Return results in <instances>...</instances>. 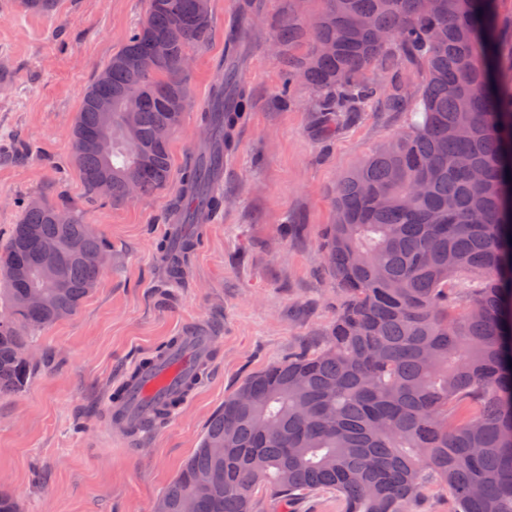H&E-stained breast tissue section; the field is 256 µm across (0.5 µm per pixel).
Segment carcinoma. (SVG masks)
<instances>
[{"label": "carcinoma", "instance_id": "1", "mask_svg": "<svg viewBox=\"0 0 512 512\" xmlns=\"http://www.w3.org/2000/svg\"><path fill=\"white\" fill-rule=\"evenodd\" d=\"M314 19L290 17L275 36L283 51L312 31L308 52L288 58L310 86L322 129L386 94L392 52L425 71L409 129L348 171L334 191L322 248L345 293L325 344L246 379L208 423L199 448L155 503L183 512L194 480L224 471V484L194 512H258L256 494L293 505L331 490L344 512H414L423 490H448L453 512H512V27L496 0H323ZM254 18L242 10L230 33L224 78L200 114L206 138L183 167L170 213L194 231L163 238L169 282L182 283L201 226L224 207V152L250 111L236 59ZM211 20L196 0H149L146 20L85 91L72 140L101 122L94 100L112 97V194L128 199L170 179L169 144L190 103L183 56L204 45ZM332 44L327 53L322 45ZM157 59L136 72L131 54ZM131 107L133 111L125 113ZM87 189L103 172L92 151L74 152ZM63 212L67 221L54 215ZM77 242L60 256L66 288L44 308L23 299L42 261L39 243ZM105 241L69 207L26 204L0 249V394L25 388L33 365L18 351L77 313L99 278Z\"/></svg>", "mask_w": 512, "mask_h": 512}]
</instances>
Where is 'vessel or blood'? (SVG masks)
<instances>
[{
	"mask_svg": "<svg viewBox=\"0 0 512 512\" xmlns=\"http://www.w3.org/2000/svg\"><path fill=\"white\" fill-rule=\"evenodd\" d=\"M214 342L205 330L188 328L166 358L148 366H135L120 380L117 399L108 403L111 413L123 414L135 424L162 402L188 401L201 385L195 373L197 365L213 361Z\"/></svg>",
	"mask_w": 512,
	"mask_h": 512,
	"instance_id": "obj_1",
	"label": "vessel or blood"
}]
</instances>
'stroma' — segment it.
<instances>
[{
	"label": "stroma",
	"mask_w": 512,
	"mask_h": 512,
	"mask_svg": "<svg viewBox=\"0 0 512 512\" xmlns=\"http://www.w3.org/2000/svg\"><path fill=\"white\" fill-rule=\"evenodd\" d=\"M239 3L210 0L211 39L191 51L192 103L170 142V181L115 204L85 188L70 131L87 87L145 21L148 0H56L44 14L0 0V242L28 201L45 198L81 211L110 245L78 312L35 339L27 388L0 395V490L21 512H152L225 397L256 372L319 347L343 304L321 249L336 184L407 131L413 114L385 97L327 136L306 85L279 103L289 55L276 52V30L287 17L315 16L321 0H252L258 21L238 71L252 107L224 156V208L205 225L185 284L171 285L158 263L161 227L185 159L203 139L198 114L224 74ZM196 323L217 338L202 388L127 447L107 415L115 384Z\"/></svg>",
	"instance_id": "stroma-1"
}]
</instances>
